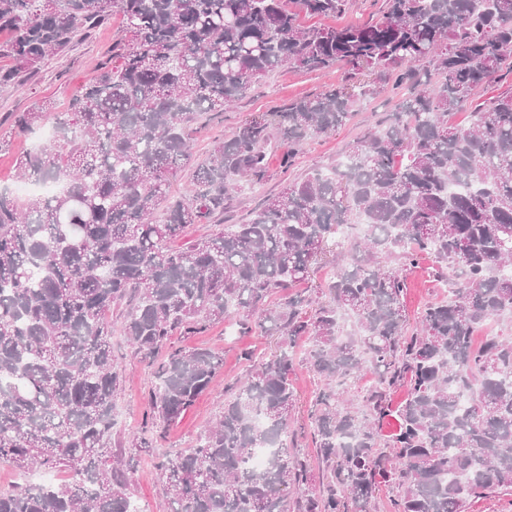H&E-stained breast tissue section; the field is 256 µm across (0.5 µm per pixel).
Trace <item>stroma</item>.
<instances>
[{
  "label": "stroma",
  "mask_w": 512,
  "mask_h": 512,
  "mask_svg": "<svg viewBox=\"0 0 512 512\" xmlns=\"http://www.w3.org/2000/svg\"><path fill=\"white\" fill-rule=\"evenodd\" d=\"M383 0H348L345 13L339 16L299 15L300 25L307 28H328L347 22H363L378 15ZM125 21L120 13H111L91 36L75 42L61 54L49 57L37 74L27 78L15 91L0 90V189H12L19 178L16 170L18 155L32 148L35 136L18 133L12 123L14 113L53 101L65 109L69 99L97 73L102 61L114 47L123 43ZM342 73L337 69L309 71L288 66L257 81L221 117L194 127L192 138L195 154H202L213 137L231 131L241 121L279 109L294 100L321 93L336 84ZM404 96L403 89L384 84L381 93L361 103L349 123L332 135L311 139L300 152L293 167L282 169L281 157L287 145H278L267 156V173L258 184L244 183L225 212L223 221L232 224L258 209L268 196L277 193L282 184L294 180L311 169L329 168L364 136L373 131L384 113L393 111ZM409 288L405 297L409 319L429 303L441 301L443 289L429 276L426 266L408 273ZM174 345L209 347L220 352L224 364L217 373L211 391L199 397L182 420L165 431L156 447L134 448L129 444L132 428L138 427L148 410L146 394L153 381L151 371L139 355L134 354L121 334L112 338V354L123 366V381L115 398L112 438L123 454L130 456L132 471L128 490L141 512H170V502L162 489L158 463L165 452L192 447L201 429L210 424L224 402V387L247 373L249 364L244 351L267 356L277 350L279 339L257 332H241L234 320L212 325L199 336H173Z\"/></svg>",
  "instance_id": "1"
}]
</instances>
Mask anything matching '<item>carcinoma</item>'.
Here are the masks:
<instances>
[{
	"instance_id": "cac0c4a2",
	"label": "carcinoma",
	"mask_w": 512,
	"mask_h": 512,
	"mask_svg": "<svg viewBox=\"0 0 512 512\" xmlns=\"http://www.w3.org/2000/svg\"><path fill=\"white\" fill-rule=\"evenodd\" d=\"M347 0H0V87L17 84L84 39L113 12L126 44L62 112L43 102L16 116L56 137L17 160L20 177L58 181L51 196L0 192V461L61 482L0 489V512H139L131 459L112 456L120 332L152 367L149 412L133 448H150L223 365L209 348H172L233 319L280 338L224 387L215 425L159 463L171 512H467L512 495V89H479L512 67V0H386L381 15L304 29L297 12L336 15ZM295 65L369 70L371 82L244 120L196 163L191 133L257 80ZM408 87L329 169L294 180L264 207L185 249L169 243L229 208L238 182L263 179L288 144V169L308 139L333 134L378 84ZM471 111L466 126L451 116ZM191 169L184 196L171 180ZM349 259L310 280L344 228ZM431 261L448 300L408 329L407 271ZM278 297L271 306L268 299ZM489 321L494 336L476 343ZM319 387L308 410L319 475L284 437L294 417L295 339ZM373 385L352 392L362 372ZM397 389L404 398L393 404ZM269 452L255 473L248 460Z\"/></svg>"
}]
</instances>
